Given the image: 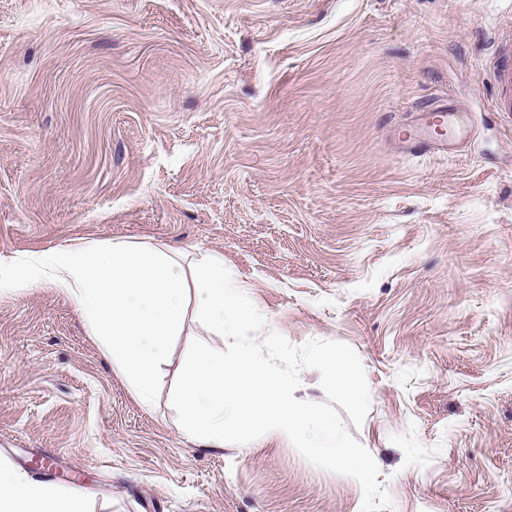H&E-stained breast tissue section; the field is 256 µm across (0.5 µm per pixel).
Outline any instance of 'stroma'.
I'll return each instance as SVG.
<instances>
[{
  "label": "stroma",
  "instance_id": "1",
  "mask_svg": "<svg viewBox=\"0 0 512 512\" xmlns=\"http://www.w3.org/2000/svg\"><path fill=\"white\" fill-rule=\"evenodd\" d=\"M512 0H0V263L115 241L224 255L268 329L359 356L391 512H512ZM443 97L469 129L405 159ZM144 409L70 298L0 291V465L84 512H361L286 435ZM79 482L30 467L43 451ZM399 139L402 144V153L408 155L423 156L437 152H448V141H441L439 144H435L425 137L422 138L417 133H405Z\"/></svg>",
  "mask_w": 512,
  "mask_h": 512
}]
</instances>
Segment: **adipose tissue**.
<instances>
[{"mask_svg": "<svg viewBox=\"0 0 512 512\" xmlns=\"http://www.w3.org/2000/svg\"><path fill=\"white\" fill-rule=\"evenodd\" d=\"M0 512H79L52 484L35 482L0 468Z\"/></svg>", "mask_w": 512, "mask_h": 512, "instance_id": "adipose-tissue-1", "label": "adipose tissue"}]
</instances>
